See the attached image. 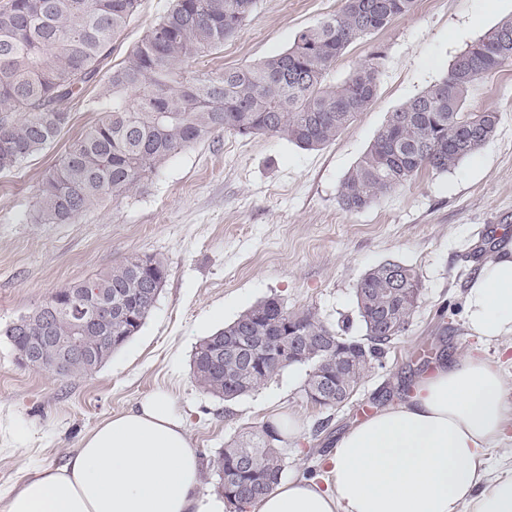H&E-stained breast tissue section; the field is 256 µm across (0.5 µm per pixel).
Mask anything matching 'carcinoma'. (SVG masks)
Segmentation results:
<instances>
[{
  "instance_id": "cac0c4a2",
  "label": "carcinoma",
  "mask_w": 512,
  "mask_h": 512,
  "mask_svg": "<svg viewBox=\"0 0 512 512\" xmlns=\"http://www.w3.org/2000/svg\"><path fill=\"white\" fill-rule=\"evenodd\" d=\"M256 0H170L166 13L143 35L125 60L101 75L113 43L135 15L139 0H7L0 6V172L11 171L51 146L69 121L66 106L91 87L101 117L72 140L36 194L37 222L73 223L106 198L115 201L155 175L177 152L221 132L241 137L270 134L316 150L372 105L380 69L370 59L338 85L326 79L355 41L386 28L413 11L416 0H342L334 13L300 31L285 51L256 64L191 75L187 64L233 38L251 16ZM512 62V16L468 45L441 80L387 113L359 161L337 191L345 212H358L412 181L419 172L446 173L495 138L494 109L465 111L475 82ZM167 277L156 255H131L109 270L57 291L67 300L73 289H94L112 297L96 319L78 329L65 311L47 323L35 309L10 325L5 336L15 352L40 346L39 358L25 366L45 372L55 346L78 337L84 353L67 361L61 378L93 373L136 335L157 298L147 294L146 276ZM421 281L411 266L386 261L357 282L355 299L371 347L368 361L350 363L336 353L345 330L310 310L289 311L276 298L257 302L232 322L204 338L193 355L197 385L226 402L249 395L274 380L288 361L261 346L250 361L213 360L235 336H278L293 328L304 337L298 365L308 369L303 391L320 376L340 395L318 402L333 410L357 393L372 362L404 334L418 307ZM127 307L136 322L119 319ZM43 336L54 337L46 344ZM281 437L266 427L228 440L213 468L230 512L247 506L281 482ZM251 485L248 497L239 487Z\"/></svg>"
}]
</instances>
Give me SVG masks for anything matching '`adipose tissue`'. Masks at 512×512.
<instances>
[{
  "instance_id": "ef3b65f1",
  "label": "adipose tissue",
  "mask_w": 512,
  "mask_h": 512,
  "mask_svg": "<svg viewBox=\"0 0 512 512\" xmlns=\"http://www.w3.org/2000/svg\"><path fill=\"white\" fill-rule=\"evenodd\" d=\"M465 324L487 344L512 338V249L483 263ZM512 387L473 349L433 362L405 400L337 435L326 486L299 475L251 512H512V471L494 473ZM201 461L171 397L157 391L96 425L59 467L33 471L7 512H202Z\"/></svg>"
}]
</instances>
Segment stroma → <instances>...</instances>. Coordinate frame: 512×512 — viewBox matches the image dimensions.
Returning <instances> with one entry per match:
<instances>
[{
  "instance_id": "35a3bbf8",
  "label": "stroma",
  "mask_w": 512,
  "mask_h": 512,
  "mask_svg": "<svg viewBox=\"0 0 512 512\" xmlns=\"http://www.w3.org/2000/svg\"><path fill=\"white\" fill-rule=\"evenodd\" d=\"M341 0H257L249 20L221 52L191 63L196 73L253 64L285 51L296 34L336 11ZM141 0L114 42L120 63L166 11ZM512 15V0H417L413 13L353 43L329 76L340 83L378 57L377 96L336 140L306 150L272 135L223 132L175 154L148 184L106 201L69 224L36 221L35 194L70 141L97 118L89 102L71 104L56 143L0 173V512L33 468L58 467L107 417L166 390L182 411L193 448L210 462L225 442L290 414L301 437L285 444V478L319 466L329 448L313 435L330 418L340 433L382 407L403 377L429 366L423 351L477 347L464 299L480 260L512 243V63L481 77L473 111L499 113L494 141L448 173L425 172L365 210L347 213L337 189L387 112L446 76L454 56ZM168 265L158 301L140 331L91 375L62 380L20 367L6 327L56 289L105 271L133 254ZM387 260L414 266L419 306L408 331L374 366L356 396L333 412L310 404L307 370L291 366L257 392L227 403L191 374L199 342L258 301L277 297L329 324L363 328L355 286Z\"/></svg>"
}]
</instances>
